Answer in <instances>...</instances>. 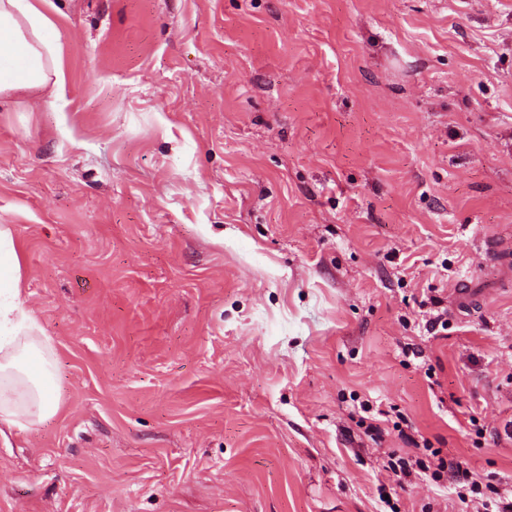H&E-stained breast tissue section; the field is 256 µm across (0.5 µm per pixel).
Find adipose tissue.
<instances>
[{"mask_svg":"<svg viewBox=\"0 0 512 512\" xmlns=\"http://www.w3.org/2000/svg\"><path fill=\"white\" fill-rule=\"evenodd\" d=\"M52 0H0V98L22 88L63 85ZM20 259L10 225H0V425L44 423L58 412L51 396L55 360L48 337L20 301Z\"/></svg>","mask_w":512,"mask_h":512,"instance_id":"ef3b65f1","label":"adipose tissue"}]
</instances>
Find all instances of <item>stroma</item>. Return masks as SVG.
<instances>
[{
    "label": "stroma",
    "instance_id": "35a3bbf8",
    "mask_svg": "<svg viewBox=\"0 0 512 512\" xmlns=\"http://www.w3.org/2000/svg\"><path fill=\"white\" fill-rule=\"evenodd\" d=\"M53 2L0 224L62 392L0 432V512H476L442 458L512 490V0Z\"/></svg>",
    "mask_w": 512,
    "mask_h": 512
}]
</instances>
